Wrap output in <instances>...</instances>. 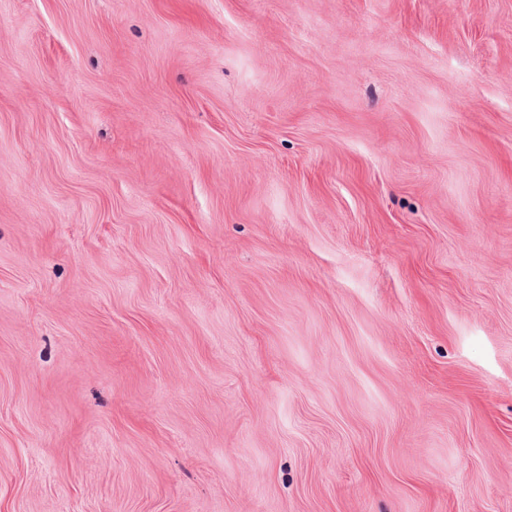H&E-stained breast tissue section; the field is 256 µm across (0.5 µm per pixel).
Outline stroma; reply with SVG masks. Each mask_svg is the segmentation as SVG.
<instances>
[{
  "mask_svg": "<svg viewBox=\"0 0 512 512\" xmlns=\"http://www.w3.org/2000/svg\"><path fill=\"white\" fill-rule=\"evenodd\" d=\"M0 512H512V0H0Z\"/></svg>",
  "mask_w": 512,
  "mask_h": 512,
  "instance_id": "1",
  "label": "stroma"
}]
</instances>
